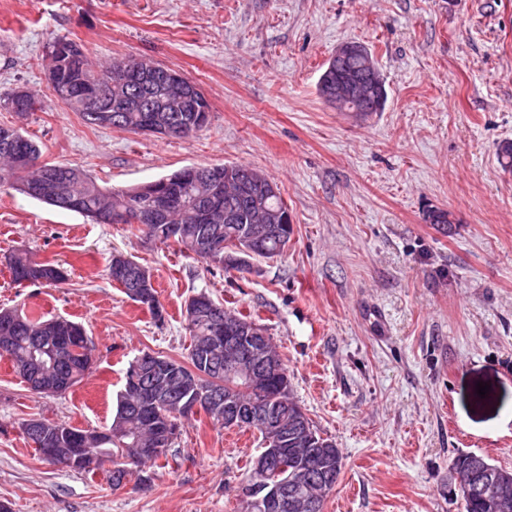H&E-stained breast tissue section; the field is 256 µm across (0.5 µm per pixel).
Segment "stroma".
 I'll return each mask as SVG.
<instances>
[{
	"instance_id": "35a3bbf8",
	"label": "stroma",
	"mask_w": 512,
	"mask_h": 512,
	"mask_svg": "<svg viewBox=\"0 0 512 512\" xmlns=\"http://www.w3.org/2000/svg\"><path fill=\"white\" fill-rule=\"evenodd\" d=\"M57 37L101 64L136 57L184 75L208 126L178 139L87 124L46 81ZM346 41L371 48L388 93L364 121L317 92ZM19 86L43 107L0 108V124L38 141L43 161L116 189L246 164L278 183L293 232L280 256L225 270L0 188V309L81 323L95 345L61 396L32 391L0 358L11 512H245L258 437L205 414L120 488L105 470L48 464L21 430L29 418L109 426L140 352L186 360L182 313L201 291L266 329L295 399L341 448L324 512H460L448 497L456 454L512 469V170L498 159L512 142V0H0V98ZM432 208L451 213L447 232L428 223ZM18 251L59 262L66 282L14 283ZM116 252L151 272L164 322L108 279Z\"/></svg>"
}]
</instances>
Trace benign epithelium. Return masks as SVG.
I'll return each mask as SVG.
<instances>
[{
    "label": "benign epithelium",
    "mask_w": 512,
    "mask_h": 512,
    "mask_svg": "<svg viewBox=\"0 0 512 512\" xmlns=\"http://www.w3.org/2000/svg\"><path fill=\"white\" fill-rule=\"evenodd\" d=\"M360 53L364 55L361 70L349 75L344 82L334 88H327L323 94L325 103L340 106L345 102L355 103L349 110L352 115L362 118L366 116L369 104L376 94L375 58L364 48L353 42L340 45L334 58ZM166 81L167 103L157 109L145 103V99L136 95L126 96V108L115 113H104L93 107L95 97L80 94L71 90L63 92L66 97L76 99L78 105L90 113L93 120L100 123L121 122L127 113H138L140 128L148 133L163 136H179L189 132V126L175 120L176 113L183 110L187 96L190 95L182 78L172 72L162 73ZM135 80V72L123 60L118 61L108 85L123 88ZM278 188L271 180H266L262 191L247 196V205L251 209H263L265 196L275 194ZM184 204L180 196L173 190L157 193L150 206L146 208L133 207L132 213L126 215V220L142 228L154 224L166 217L170 212L181 210ZM289 215L282 217L280 224H253L246 232L235 240L236 249L250 254L259 251V245L267 238L277 235L286 228ZM223 229L218 226L209 227L206 232L196 239V246L201 255L212 264L222 266L227 259L220 246L216 244ZM114 270L118 271L135 285L131 296L143 303L152 302V279L146 269L137 265L124 254H112ZM190 310L195 316H205L211 323L210 336L201 348L200 356L209 359L213 356L224 355V373L230 377L240 376L247 379L256 387L268 388L270 382H276V393L270 395V402L262 409L254 404L243 403L232 395H223L221 391L210 388L202 389L182 407L183 412L191 413L203 407L219 415L233 427L260 426L265 432L261 453L253 462L251 479H259L261 493L255 497H246L247 512H298L304 508L307 512H319V498L308 499L301 496L295 488V482L288 476V442H311L316 436L309 429L305 420L296 416H288V412L278 406V393L288 388V377L277 371V357L268 345V335L265 329L257 323H243L221 317L207 305L203 297L190 302ZM158 359L152 353L139 357L134 364L128 387L136 386L137 378L156 367ZM56 366L55 353L44 346V337H32L29 352L24 361L17 364L20 376L28 379V385L45 393L56 391V387L39 381V373L44 369ZM99 431L86 430L67 437L65 448H44L42 458L54 466L68 465L76 467L88 459L89 447L98 444ZM318 482L322 485L323 494H329L336 486L334 471L329 466L318 461L317 467L311 468ZM448 494L455 502H462L470 496V488L455 469H450L448 479Z\"/></svg>",
    "instance_id": "benign-epithelium-1"
}]
</instances>
